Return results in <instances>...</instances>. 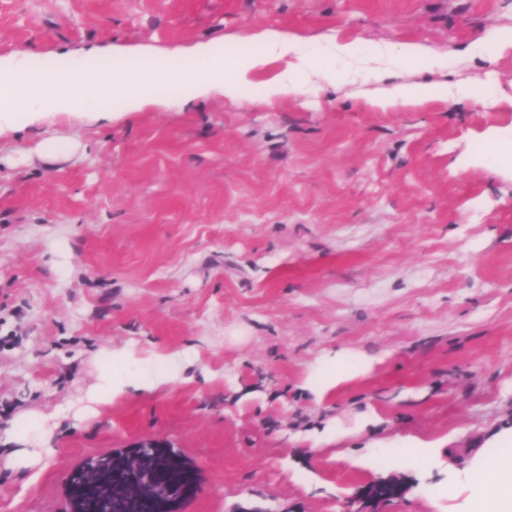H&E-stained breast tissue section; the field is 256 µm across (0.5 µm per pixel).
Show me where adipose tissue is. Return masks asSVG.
<instances>
[{
  "label": "adipose tissue",
  "mask_w": 512,
  "mask_h": 512,
  "mask_svg": "<svg viewBox=\"0 0 512 512\" xmlns=\"http://www.w3.org/2000/svg\"><path fill=\"white\" fill-rule=\"evenodd\" d=\"M251 50L235 49L220 55L207 44L196 46L189 59L171 54L161 60L140 56L138 64L128 62L129 54L113 51L117 64L109 69L96 68L99 52L85 54V63L77 69L37 75L20 66L14 69L8 87L12 99L0 109V127L17 131L39 119L40 113H78L91 121L105 113L98 99L118 94L125 111L136 112L147 103L163 102V90L180 84L191 86L195 95L218 91L225 97L245 103L250 99L253 76L275 61H285L283 71L265 86L267 97L276 98L300 92L309 73L321 71L335 76L336 64L356 58L355 43L335 44L328 57L306 49L294 37L275 30L254 35ZM180 353L173 352L140 362L120 377L104 375L101 386L89 391L88 403L99 405L128 389H155L171 383L179 375ZM486 452L478 454L465 478L470 491L467 512H512V428L503 429L487 442Z\"/></svg>",
  "instance_id": "adipose-tissue-1"
}]
</instances>
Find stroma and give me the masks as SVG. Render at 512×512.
Masks as SVG:
<instances>
[{"label":"stroma","instance_id":"35a3bbf8","mask_svg":"<svg viewBox=\"0 0 512 512\" xmlns=\"http://www.w3.org/2000/svg\"><path fill=\"white\" fill-rule=\"evenodd\" d=\"M509 29L512 0H0V75L266 30L361 59L295 95L266 97L273 64L247 104L182 86L0 133V512H71L85 460L152 438L200 471L183 512H459L452 475L512 427V46L477 52ZM408 43L445 67L377 75ZM413 82L449 94L375 106ZM183 350L175 382L81 411L104 367ZM338 352L367 369L318 395ZM404 438L430 466L360 464ZM47 417H29L18 423L15 427L16 436L25 443H29L43 436Z\"/></svg>","mask_w":512,"mask_h":512}]
</instances>
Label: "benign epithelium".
Segmentation results:
<instances>
[{
  "instance_id": "7a95c632",
  "label": "benign epithelium",
  "mask_w": 512,
  "mask_h": 512,
  "mask_svg": "<svg viewBox=\"0 0 512 512\" xmlns=\"http://www.w3.org/2000/svg\"><path fill=\"white\" fill-rule=\"evenodd\" d=\"M112 466L95 458L85 468L112 474V492L121 496L122 512H182L184 503L200 486V473L176 450L156 440L111 454ZM70 489L77 498L72 512H89L83 476L74 477Z\"/></svg>"
}]
</instances>
